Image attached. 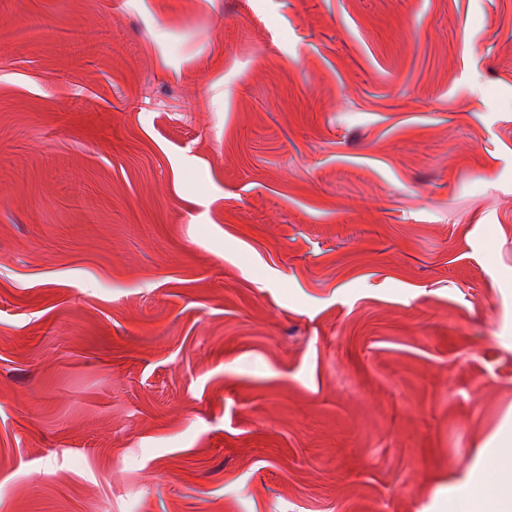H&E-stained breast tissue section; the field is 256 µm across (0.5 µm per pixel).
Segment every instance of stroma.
<instances>
[{"instance_id":"35a3bbf8","label":"stroma","mask_w":512,"mask_h":512,"mask_svg":"<svg viewBox=\"0 0 512 512\" xmlns=\"http://www.w3.org/2000/svg\"><path fill=\"white\" fill-rule=\"evenodd\" d=\"M512 431V0H0V512H453Z\"/></svg>"}]
</instances>
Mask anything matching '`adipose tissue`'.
<instances>
[{
    "label": "adipose tissue",
    "instance_id": "1",
    "mask_svg": "<svg viewBox=\"0 0 512 512\" xmlns=\"http://www.w3.org/2000/svg\"><path fill=\"white\" fill-rule=\"evenodd\" d=\"M499 473L491 485L469 483L467 492L457 502L456 512H512V438L501 441L487 459Z\"/></svg>",
    "mask_w": 512,
    "mask_h": 512
}]
</instances>
